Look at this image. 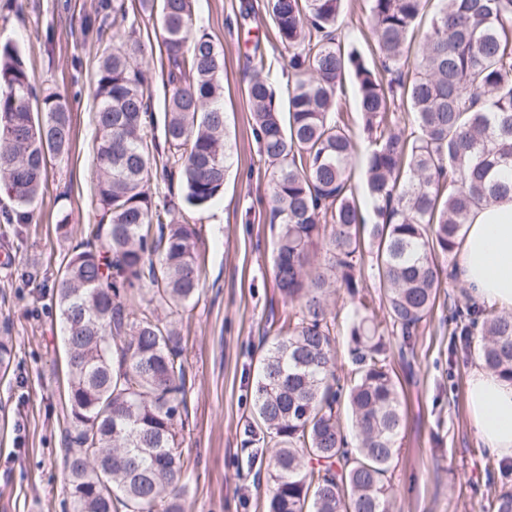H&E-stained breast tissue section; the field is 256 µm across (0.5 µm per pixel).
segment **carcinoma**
<instances>
[{"label": "carcinoma", "instance_id": "cac0c4a2", "mask_svg": "<svg viewBox=\"0 0 512 512\" xmlns=\"http://www.w3.org/2000/svg\"><path fill=\"white\" fill-rule=\"evenodd\" d=\"M195 0H140L154 15L169 93L163 139L173 149L186 203L203 208L224 190L222 56L192 28ZM409 75V33L428 0H369L378 61L336 43L341 0H266L292 82L288 115L273 102L264 56L247 87L252 129L270 167L272 269L283 301L298 308L274 337L254 382L256 417L269 435L266 512H390L386 482L399 451L401 400L385 328L356 275L372 254L391 333L404 344L432 312L438 259L455 256L473 209L512 199V0H438ZM127 0H102L84 20L98 44L94 81L96 211L87 242L55 284L67 351L65 456L73 512H185L186 367L179 315L200 292L196 226L179 223L145 190L172 175L158 164L151 103ZM352 78L371 142L365 192L356 200L350 129L336 117L337 89ZM407 110L406 131L388 115ZM71 117L52 90L36 92L24 57L0 46V191L7 224H29L49 160L69 154ZM353 302L346 379L336 374L328 298ZM460 335L481 326L478 358L512 381V312L457 310ZM355 430L347 446L339 407Z\"/></svg>", "mask_w": 512, "mask_h": 512}]
</instances>
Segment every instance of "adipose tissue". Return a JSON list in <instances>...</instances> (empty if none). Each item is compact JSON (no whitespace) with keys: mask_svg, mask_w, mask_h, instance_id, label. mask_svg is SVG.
<instances>
[{"mask_svg":"<svg viewBox=\"0 0 512 512\" xmlns=\"http://www.w3.org/2000/svg\"><path fill=\"white\" fill-rule=\"evenodd\" d=\"M458 274L473 299L512 309V201L472 212L460 242ZM467 404L483 444L512 456V382L473 368Z\"/></svg>","mask_w":512,"mask_h":512,"instance_id":"obj_1","label":"adipose tissue"}]
</instances>
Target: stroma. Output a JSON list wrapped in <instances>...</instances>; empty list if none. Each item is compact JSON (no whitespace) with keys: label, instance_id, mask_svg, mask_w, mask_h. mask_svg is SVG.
I'll return each mask as SVG.
<instances>
[{"label":"stroma","instance_id":"35a3bbf8","mask_svg":"<svg viewBox=\"0 0 512 512\" xmlns=\"http://www.w3.org/2000/svg\"><path fill=\"white\" fill-rule=\"evenodd\" d=\"M266 0H197L193 28L207 33L224 56V115L228 171L223 193L207 208H181L179 177L154 181L157 203L176 205L178 220L197 225L202 290L173 323L186 361L185 428L180 435L188 468L187 512H265L271 487L265 469L248 463L245 431L252 418L253 383L263 348L292 308L272 272L268 166L253 136L246 90L254 57L270 66L274 101L288 108V56L275 47ZM99 0H0V45L25 57L37 89H53L70 111L69 156L50 164L29 224L0 221V336L11 338L14 359L0 371V512H71L64 457L67 428L66 351L55 282L73 249L85 240L96 205L93 81L100 51L81 31ZM368 0H342L337 40L372 58ZM357 88L346 80L338 94L357 144L353 182L364 211L367 142L356 108ZM72 214L68 236L56 231L59 210ZM470 299L460 280H444L432 315L402 353L390 337L402 386V449L388 474L392 512H496L512 474L486 468L492 452L481 441L466 399L476 355L461 350L448 315Z\"/></svg>","mask_w":512,"mask_h":512}]
</instances>
